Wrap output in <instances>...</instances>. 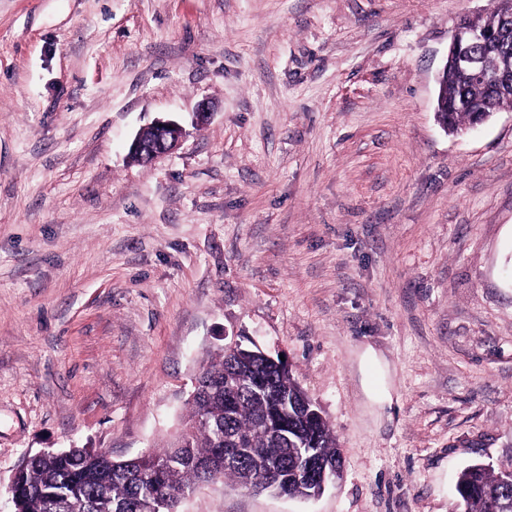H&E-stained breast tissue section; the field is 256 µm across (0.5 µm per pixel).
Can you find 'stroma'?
Instances as JSON below:
<instances>
[{
  "label": "stroma",
  "mask_w": 512,
  "mask_h": 512,
  "mask_svg": "<svg viewBox=\"0 0 512 512\" xmlns=\"http://www.w3.org/2000/svg\"><path fill=\"white\" fill-rule=\"evenodd\" d=\"M494 7L0 0V512L25 453L164 446L232 338L285 357L343 476L180 512H465L459 472L512 456V109L448 133L436 76ZM159 118L189 136L133 162Z\"/></svg>",
  "instance_id": "stroma-1"
}]
</instances>
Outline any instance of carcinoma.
Listing matches in <instances>:
<instances>
[{
	"instance_id": "1",
	"label": "carcinoma",
	"mask_w": 512,
	"mask_h": 512,
	"mask_svg": "<svg viewBox=\"0 0 512 512\" xmlns=\"http://www.w3.org/2000/svg\"><path fill=\"white\" fill-rule=\"evenodd\" d=\"M466 26L497 32L512 57V22L502 20L499 8L484 18L467 19ZM445 83L444 118L453 132L471 124L485 108H512L511 90L502 93L478 85L455 65L448 66ZM245 369L260 382L248 390L227 384ZM307 399L288 368L263 363L245 346L237 352L223 349L202 365L183 421L191 426L185 438L175 436L134 468L120 460L110 462L105 453L89 448L32 456L25 460L18 486L21 512H133L138 500L157 492L158 479L172 499L194 490L206 480L196 462L222 459L226 448L232 449V462L219 478L242 487L248 472L281 468L288 475V493L303 497L308 456L341 461L336 434L321 415L288 423L286 437L271 427L276 408L289 416L293 402ZM456 492L466 512H502L512 504V457L496 469L483 463L465 467Z\"/></svg>"
}]
</instances>
